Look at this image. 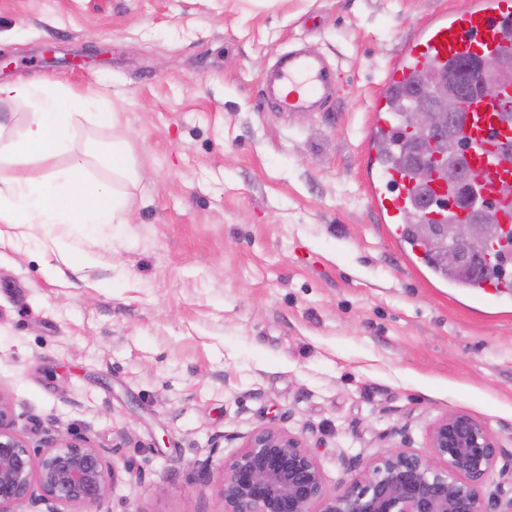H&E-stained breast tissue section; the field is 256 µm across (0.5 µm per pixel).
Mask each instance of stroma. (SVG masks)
<instances>
[{
	"instance_id": "35a3bbf8",
	"label": "stroma",
	"mask_w": 512,
	"mask_h": 512,
	"mask_svg": "<svg viewBox=\"0 0 512 512\" xmlns=\"http://www.w3.org/2000/svg\"><path fill=\"white\" fill-rule=\"evenodd\" d=\"M466 2L0 0V83L108 98L119 124L75 140L123 138L139 172L131 223L0 227V391L31 444L116 447L107 512H218L259 427L303 435L331 490L449 411L512 463V306L410 266L368 193L388 66ZM297 45L336 70L327 111L261 95Z\"/></svg>"
}]
</instances>
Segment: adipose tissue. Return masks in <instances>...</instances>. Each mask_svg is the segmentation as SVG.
Wrapping results in <instances>:
<instances>
[{
	"instance_id": "adipose-tissue-1",
	"label": "adipose tissue",
	"mask_w": 512,
	"mask_h": 512,
	"mask_svg": "<svg viewBox=\"0 0 512 512\" xmlns=\"http://www.w3.org/2000/svg\"><path fill=\"white\" fill-rule=\"evenodd\" d=\"M1 103L31 111L24 133L10 146L12 157L32 163L64 153L69 162L40 179L28 175L0 179V224L77 227L127 223L128 188L138 180L128 144L115 140L96 154L73 144L80 118L90 117L101 125L118 122L111 104L33 79L0 83ZM96 165L111 172V181L92 175Z\"/></svg>"
}]
</instances>
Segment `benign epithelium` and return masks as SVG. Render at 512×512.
I'll return each mask as SVG.
<instances>
[{
	"label": "benign epithelium",
	"mask_w": 512,
	"mask_h": 512,
	"mask_svg": "<svg viewBox=\"0 0 512 512\" xmlns=\"http://www.w3.org/2000/svg\"><path fill=\"white\" fill-rule=\"evenodd\" d=\"M507 83H512L511 65L483 60L466 67L464 91L448 87L447 78L437 75L435 91L417 93L408 108V130L416 135L420 157L425 161L435 154L441 176L457 185L465 205L474 203L476 186L463 167L448 165L437 147L460 121L461 95L489 94ZM423 219L419 209L408 223L439 244L444 263L480 269L470 245L492 238L497 225L478 218L448 225ZM500 448L486 424L469 413L449 411L431 424L426 450L400 445L330 491L303 436L260 427L224 461L217 479L219 512H490L482 489ZM115 452L82 434H49L31 445L16 429L12 400L0 391V512H102Z\"/></svg>",
	"instance_id": "obj_1"
}]
</instances>
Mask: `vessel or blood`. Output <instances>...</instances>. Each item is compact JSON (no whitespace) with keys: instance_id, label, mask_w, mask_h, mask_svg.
Wrapping results in <instances>:
<instances>
[{"instance_id":"vessel-or-blood-1","label":"vessel or blood","mask_w":512,"mask_h":512,"mask_svg":"<svg viewBox=\"0 0 512 512\" xmlns=\"http://www.w3.org/2000/svg\"><path fill=\"white\" fill-rule=\"evenodd\" d=\"M512 29V0H470L468 7L436 18L403 47L389 66L370 115L368 136L376 139L398 132L391 109L393 96L411 89L415 76L427 68L448 65L469 56L489 59L512 52V41L504 34ZM263 92L280 112H313L326 106L336 86V74L321 57L302 50L281 56L262 78ZM507 102L490 96L475 98L468 107L474 122L463 130L471 142V167L482 202L488 203L498 224L512 231V197L499 192L501 180H512V124L501 114ZM374 172L369 181L371 197L386 223H405L421 198H429L428 217L441 224L463 219L452 186L431 183L419 188L405 170L382 154L373 156Z\"/></svg>"}]
</instances>
